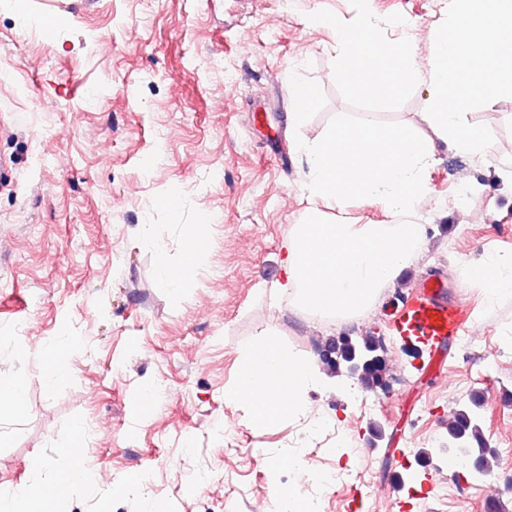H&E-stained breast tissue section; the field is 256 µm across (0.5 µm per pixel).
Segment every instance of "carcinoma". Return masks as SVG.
<instances>
[{"label":"carcinoma","mask_w":512,"mask_h":512,"mask_svg":"<svg viewBox=\"0 0 512 512\" xmlns=\"http://www.w3.org/2000/svg\"><path fill=\"white\" fill-rule=\"evenodd\" d=\"M378 340L374 336H338L325 349L330 369L339 374L343 371L357 376L368 389L386 385L383 359L376 355ZM483 406L481 396H476L461 405L446 427L448 447L457 448L467 455L469 466L464 470L466 478L487 475L492 470L495 452L486 439L479 409Z\"/></svg>","instance_id":"obj_1"}]
</instances>
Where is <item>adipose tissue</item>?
Returning <instances> with one entry per match:
<instances>
[{"label": "adipose tissue", "mask_w": 512, "mask_h": 512, "mask_svg": "<svg viewBox=\"0 0 512 512\" xmlns=\"http://www.w3.org/2000/svg\"><path fill=\"white\" fill-rule=\"evenodd\" d=\"M208 221L200 219L188 225L183 234L188 262L182 267L168 266L160 269V283L163 287L180 290L197 271L196 260L199 251L195 244L207 236ZM473 279L486 287L487 300H495L512 294V252L495 253L470 270ZM319 378L314 361L290 356L274 336L249 345L238 363L236 383L225 391L228 401L249 405L256 420L274 419L288 414H307L308 407L304 394ZM46 467L42 458H34L31 470L35 475L25 488L0 498V512H56L58 503L70 488L85 486L92 488V481L84 480L86 468L82 454H74L69 469L55 473L54 493L45 496L41 474Z\"/></svg>", "instance_id": "adipose-tissue-1"}]
</instances>
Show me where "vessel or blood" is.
I'll use <instances>...</instances> for the list:
<instances>
[{"mask_svg":"<svg viewBox=\"0 0 512 512\" xmlns=\"http://www.w3.org/2000/svg\"><path fill=\"white\" fill-rule=\"evenodd\" d=\"M469 314L467 305L449 300L446 280L431 276L407 296L393 317L392 327L396 333L434 349L466 331Z\"/></svg>","mask_w":512,"mask_h":512,"instance_id":"obj_1","label":"vessel or blood"}]
</instances>
